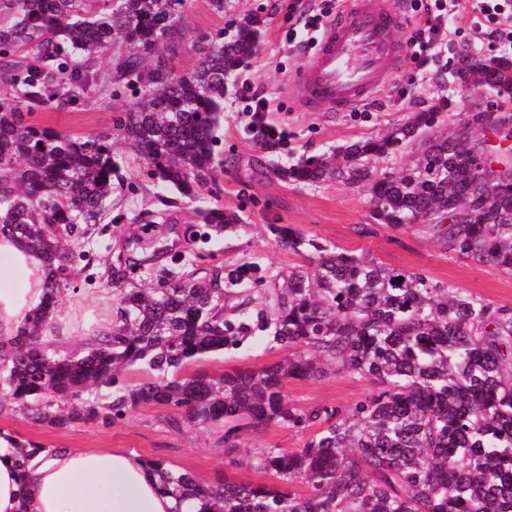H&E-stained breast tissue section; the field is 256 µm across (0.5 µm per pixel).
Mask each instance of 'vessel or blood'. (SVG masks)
Here are the masks:
<instances>
[{
  "mask_svg": "<svg viewBox=\"0 0 512 512\" xmlns=\"http://www.w3.org/2000/svg\"><path fill=\"white\" fill-rule=\"evenodd\" d=\"M401 22L389 0H347L290 85L299 111L347 112L379 93L402 66L393 38Z\"/></svg>",
  "mask_w": 512,
  "mask_h": 512,
  "instance_id": "obj_1",
  "label": "vessel or blood"
}]
</instances>
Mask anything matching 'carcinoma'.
<instances>
[{
    "instance_id": "cac0c4a2",
    "label": "carcinoma",
    "mask_w": 512,
    "mask_h": 512,
    "mask_svg": "<svg viewBox=\"0 0 512 512\" xmlns=\"http://www.w3.org/2000/svg\"><path fill=\"white\" fill-rule=\"evenodd\" d=\"M184 0H0V236L16 239L48 269L44 305L0 342V409L66 426L106 422L140 406L187 408L180 425L231 432L275 423L317 426L304 448H268L255 470L277 483L210 485L160 459L146 465L176 501L174 512H512V307L495 306L368 255L323 245L292 227L283 246L308 261L267 282L257 326L290 351L259 369L221 374L186 366L251 331L253 299L227 288L239 273L209 269L159 287L112 293V332L62 355L42 341L62 292L77 274L74 249L95 231L112 198L118 166L112 133L75 136L24 120L64 110L79 96L137 86V105L116 122L117 137L144 159L156 182L194 199L224 171L215 150L224 77L251 57L258 37L240 24L230 40L201 38L190 70L175 71L187 31ZM460 73L512 101V59L459 56ZM472 101L448 130L434 112L327 157L276 170L291 183L366 187L374 222L393 230L422 224L444 251L512 274V171H480L470 128L485 119ZM396 171L378 169L394 157ZM222 229L224 208L196 211ZM138 368L147 379L102 388ZM332 372L374 389L353 407L303 411L288 404V380ZM21 464L45 451L0 431ZM307 487L304 495L285 489Z\"/></svg>"
}]
</instances>
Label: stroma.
Instances as JSON below:
<instances>
[{
    "mask_svg": "<svg viewBox=\"0 0 512 512\" xmlns=\"http://www.w3.org/2000/svg\"><path fill=\"white\" fill-rule=\"evenodd\" d=\"M307 0H224L216 11L211 0H185L184 22L192 36H232L250 17L261 22L260 48L224 82V112L216 149L226 165L211 190L191 200L174 189L159 187L147 164L122 144H115L119 173L113 180L112 208L102 224L82 244L83 256L64 304H75L112 293L116 277L139 285L155 283L160 268L172 277L205 275L212 267L227 271L249 270L272 278L288 268L304 264V255L282 246L274 227L293 226L308 237L344 249L367 254L399 270L417 272L430 281L464 289L486 301L512 307V274L492 265L445 253L431 230L420 226L398 232L373 223L369 194L365 189L334 182L287 183L277 178L274 165L290 166L300 159L330 154L338 146L377 136L418 112L441 103L440 125L455 126L460 120L464 85L457 73L458 56L466 50L512 58V47L496 36L497 22L482 21L473 27L479 0H470L469 11L448 18L455 30L456 48L446 55L436 76L424 75L412 53L410 36L420 19L409 12L396 32L406 52L401 70L388 88L368 102L364 112H302L289 92V84L306 53L288 48L284 33L293 15ZM250 80L270 102L269 122L288 130L287 144L267 149L245 130L243 104L236 91ZM138 96L124 90L119 96L78 98L68 110L34 112L32 121L62 132L83 135L114 130L122 112L133 108ZM220 205L235 214L234 230L189 236L200 207ZM162 210L165 223H153L151 214ZM286 352L271 332L252 330L248 337L224 351L198 362L200 370L220 374L239 368H259L284 358ZM371 389L366 380L352 375H328L289 381L285 395L300 410L316 407L346 409ZM171 409L141 406L112 422L78 423L56 428L26 421L9 409L0 410V429L18 439L49 448H124L143 458H160L189 471L203 481L226 476L235 481L266 482V475L238 465V455L224 448V433L217 428L175 427ZM310 428L275 424L241 432L244 450L256 453L268 448L289 451L304 448Z\"/></svg>",
    "mask_w": 512,
    "mask_h": 512,
    "instance_id": "obj_1",
    "label": "stroma"
}]
</instances>
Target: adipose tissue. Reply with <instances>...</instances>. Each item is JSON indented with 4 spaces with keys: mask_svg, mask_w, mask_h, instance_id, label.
Returning a JSON list of instances; mask_svg holds the SVG:
<instances>
[{
    "mask_svg": "<svg viewBox=\"0 0 512 512\" xmlns=\"http://www.w3.org/2000/svg\"><path fill=\"white\" fill-rule=\"evenodd\" d=\"M13 286L0 287V340L13 338L43 300L47 270L31 253L0 236ZM142 459L123 448H54L18 466L0 450V512H173Z\"/></svg>",
    "mask_w": 512,
    "mask_h": 512,
    "instance_id": "adipose-tissue-1",
    "label": "adipose tissue"
}]
</instances>
